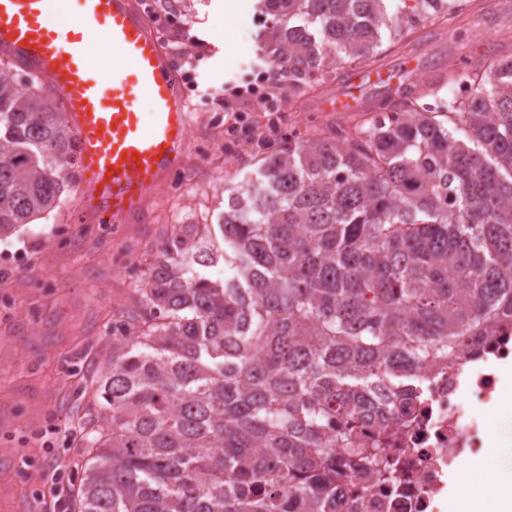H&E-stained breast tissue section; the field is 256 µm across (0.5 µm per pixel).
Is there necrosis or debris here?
I'll use <instances>...</instances> for the list:
<instances>
[{"label":"necrosis or debris","instance_id":"1","mask_svg":"<svg viewBox=\"0 0 512 512\" xmlns=\"http://www.w3.org/2000/svg\"><path fill=\"white\" fill-rule=\"evenodd\" d=\"M491 358L512 361V330L447 364L422 365L417 378L423 399L411 419L362 421L366 434L390 432V463L397 473L393 484L363 490L362 512H448V473L484 448L482 413L499 401L498 378L487 364Z\"/></svg>","mask_w":512,"mask_h":512}]
</instances>
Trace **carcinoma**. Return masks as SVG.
I'll list each match as a JSON object with an SVG mask.
<instances>
[{"instance_id": "obj_1", "label": "carcinoma", "mask_w": 512, "mask_h": 512, "mask_svg": "<svg viewBox=\"0 0 512 512\" xmlns=\"http://www.w3.org/2000/svg\"><path fill=\"white\" fill-rule=\"evenodd\" d=\"M385 2L258 0L260 41L300 86L461 7ZM13 68L0 59V236L61 208L77 148L43 80L21 89ZM385 105L271 145L229 190L223 248L208 224L168 238L91 376L82 512H336V486L393 477L389 437L357 423L411 409L423 362L508 330L512 58Z\"/></svg>"}]
</instances>
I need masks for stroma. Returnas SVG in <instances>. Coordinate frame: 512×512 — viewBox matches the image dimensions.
<instances>
[{"label": "stroma", "mask_w": 512, "mask_h": 512, "mask_svg": "<svg viewBox=\"0 0 512 512\" xmlns=\"http://www.w3.org/2000/svg\"><path fill=\"white\" fill-rule=\"evenodd\" d=\"M155 2L178 23L191 84L194 123L181 164L119 228L107 215L87 213L75 187L56 214L0 239V512H71L81 478L75 463L86 378L111 356L118 328L139 308L140 290L175 226L214 223L226 188L259 164L271 118L306 136L317 127L349 130L382 114L381 83L367 87L362 112L320 111L341 85L332 73L300 94L278 86L272 94L279 114L248 96L234 102L252 133L227 154L224 108L214 95L255 83L270 66L260 49L257 0H241L231 17L216 0ZM466 2L459 18L423 22L396 43L383 40L375 69L419 85L456 69L463 57L484 64L512 56V0ZM227 28L234 33L230 49ZM498 386L499 404L484 418L493 444L473 459L480 483L494 489L512 476V365L500 371Z\"/></svg>", "instance_id": "1"}]
</instances>
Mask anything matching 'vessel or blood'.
Segmentation results:
<instances>
[{"instance_id":"obj_1","label":"vessel or blood","mask_w":512,"mask_h":512,"mask_svg":"<svg viewBox=\"0 0 512 512\" xmlns=\"http://www.w3.org/2000/svg\"><path fill=\"white\" fill-rule=\"evenodd\" d=\"M112 52V83L90 62L95 35ZM0 51L40 75L62 99L77 132L76 179L112 224L128 223L140 198L182 157L191 105L136 0H0ZM338 91L335 112H360L358 84ZM151 105L143 121L141 100Z\"/></svg>"}]
</instances>
